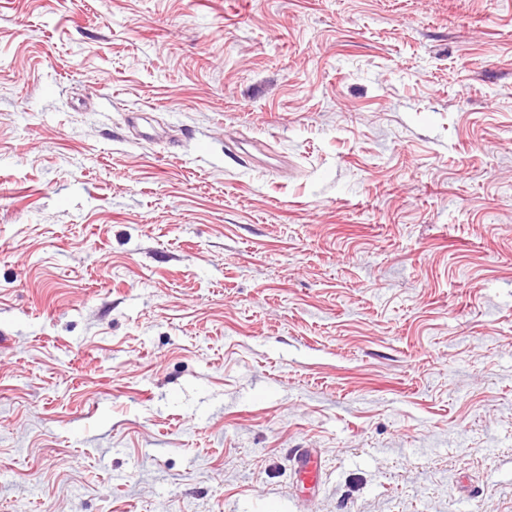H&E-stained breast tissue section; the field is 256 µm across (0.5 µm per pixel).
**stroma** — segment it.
Instances as JSON below:
<instances>
[{
	"label": "stroma",
	"mask_w": 512,
	"mask_h": 512,
	"mask_svg": "<svg viewBox=\"0 0 512 512\" xmlns=\"http://www.w3.org/2000/svg\"><path fill=\"white\" fill-rule=\"evenodd\" d=\"M0 512H512V0H0Z\"/></svg>",
	"instance_id": "35a3bbf8"
}]
</instances>
